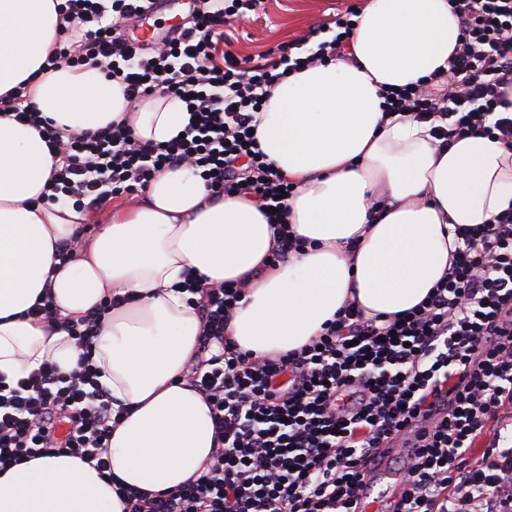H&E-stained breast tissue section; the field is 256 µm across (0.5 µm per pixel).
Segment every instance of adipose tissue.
I'll list each match as a JSON object with an SVG mask.
<instances>
[{"mask_svg": "<svg viewBox=\"0 0 512 512\" xmlns=\"http://www.w3.org/2000/svg\"><path fill=\"white\" fill-rule=\"evenodd\" d=\"M61 0H0V99L24 85L59 129L96 131L132 113L143 142L174 138L188 122L182 101L129 106L97 69L47 59L58 45ZM460 38L448 0H367L337 60L288 75L269 92L257 128L268 161L296 185L288 222L305 246L267 261L272 230L257 203L209 197L186 166L164 170L136 207H116L78 260L57 250L87 216L41 200L53 160L39 131L0 113V375L29 374L47 360L73 367L67 333L28 318L51 293L80 316L112 296L94 355L101 384L130 412L112 432V471L127 484L175 489L211 454L213 424L183 379L201 323L175 291L186 272L208 281L248 279L227 331L255 354L298 349L349 301L367 315L419 304L448 270L452 230L486 223L512 203V151L484 137L440 150L428 123L384 116L380 91L447 66ZM389 208L374 213L379 197ZM0 512H122L90 466L40 457L0 474Z\"/></svg>", "mask_w": 512, "mask_h": 512, "instance_id": "1", "label": "adipose tissue"}]
</instances>
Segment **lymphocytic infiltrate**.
<instances>
[{"label":"lymphocytic infiltrate","instance_id":"obj_1","mask_svg":"<svg viewBox=\"0 0 512 512\" xmlns=\"http://www.w3.org/2000/svg\"><path fill=\"white\" fill-rule=\"evenodd\" d=\"M460 39L447 67L382 90L387 114L430 123L438 148L484 136L512 150V0H449ZM262 0H200L174 37L138 44L126 30L143 0H65L57 62L92 65L124 87L128 103L181 99L182 135L139 143L131 118L94 133L61 131L29 108L16 121L41 128L61 162L54 189L80 209L143 191L169 167L198 170L211 196L252 198L267 209L269 265L301 247L288 224L296 186L261 151L257 128L271 87L327 62L349 40L359 8L337 15L330 38L303 54L281 47L269 64L216 57L226 24L258 14ZM447 273L415 307L366 315L346 303L300 349L262 355L225 339L248 281L182 283L195 293L199 347L185 376L210 409L214 448L182 486L147 492L114 482L122 512H363L365 476L388 457L404 475L388 512H512V206L487 224L459 227ZM104 300L78 317L52 295L29 318L67 333L73 368L46 361L28 376L0 377V472L36 457L69 456L112 479L113 430L128 415L99 382L94 359Z\"/></svg>","mask_w":512,"mask_h":512}]
</instances>
